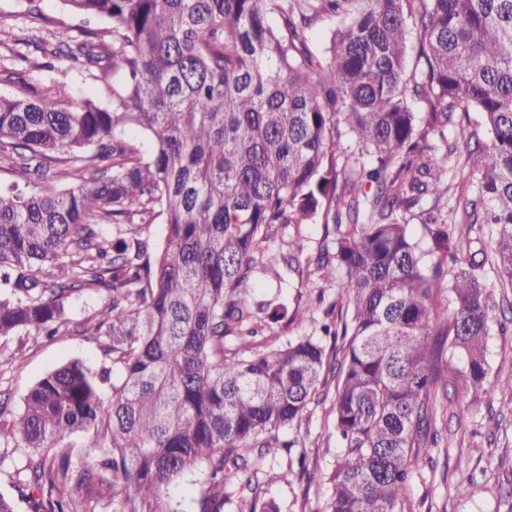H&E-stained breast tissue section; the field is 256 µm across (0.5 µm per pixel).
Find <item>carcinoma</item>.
<instances>
[{
	"label": "carcinoma",
	"instance_id": "carcinoma-1",
	"mask_svg": "<svg viewBox=\"0 0 512 512\" xmlns=\"http://www.w3.org/2000/svg\"><path fill=\"white\" fill-rule=\"evenodd\" d=\"M63 2L106 28L21 44L112 81L104 102L65 84L0 96V170L27 178L0 185V340L94 336L105 362L54 367L17 411L0 391V447L28 449L0 512H224L233 496L279 512L258 495L284 478L268 460L299 444L279 431L331 386L344 448L327 512H404L437 444L432 393L488 392L485 264L512 288V0ZM324 15L342 25L320 55L306 29ZM472 109L491 145L459 223L498 228L475 251L435 207L418 239L404 220L447 195L432 140ZM302 224L331 239L307 265L344 274L346 309L268 345L266 327L308 315L256 300L253 255ZM283 245L299 262L298 239ZM101 291V309L68 317ZM180 482L188 506L167 493Z\"/></svg>",
	"mask_w": 512,
	"mask_h": 512
}]
</instances>
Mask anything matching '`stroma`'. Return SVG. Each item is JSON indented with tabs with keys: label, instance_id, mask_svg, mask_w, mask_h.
Instances as JSON below:
<instances>
[{
	"label": "stroma",
	"instance_id": "35a3bbf8",
	"mask_svg": "<svg viewBox=\"0 0 512 512\" xmlns=\"http://www.w3.org/2000/svg\"><path fill=\"white\" fill-rule=\"evenodd\" d=\"M0 72H16L15 80L0 75V95L29 98L35 89L58 81L77 94H101L100 82L86 76L82 66L73 61L46 68L41 54L28 60L16 58L14 41L30 32L31 17L25 0H0ZM476 180L471 169L461 168L456 154L448 156V196L441 202L424 197L421 209L440 205L449 219L459 218L460 204L472 197ZM280 241L268 242L264 260L276 261V274L255 277L258 299L282 303L288 307L313 308L323 313L325 305L343 306L345 300L339 282L321 279L312 267L291 269L280 263ZM490 366L489 391L481 401H473L462 384L438 389L436 430L438 445L432 451L433 464L413 476L408 486V512H512V396L504 386L512 379V331L492 328L488 338ZM79 358L97 365L103 359L99 342L90 336L60 335L28 342L21 360L0 364V390L10 393L14 405H21L24 395L44 373L68 360ZM330 399L311 404L300 428L287 427L281 439L299 438L290 452H279L274 464L284 480L262 486V499L274 501L280 512H324L331 493L330 475L340 442L334 429ZM304 459L297 467L295 459ZM314 472L317 482H307L306 472ZM468 484L469 494H460L461 484Z\"/></svg>",
	"mask_w": 512,
	"mask_h": 512
}]
</instances>
